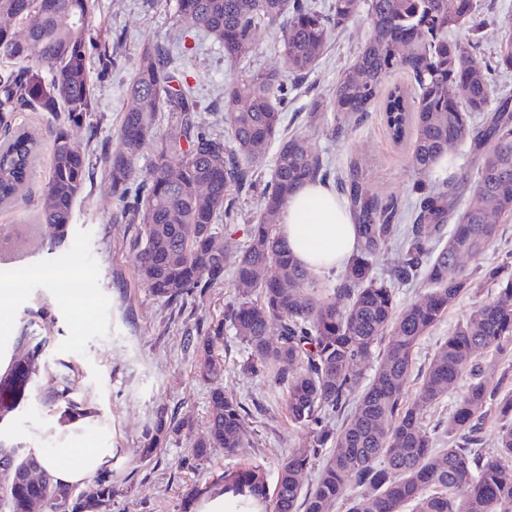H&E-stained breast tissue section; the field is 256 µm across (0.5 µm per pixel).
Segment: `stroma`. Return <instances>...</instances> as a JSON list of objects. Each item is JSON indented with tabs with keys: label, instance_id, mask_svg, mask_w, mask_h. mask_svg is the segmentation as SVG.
<instances>
[{
	"label": "stroma",
	"instance_id": "35a3bbf8",
	"mask_svg": "<svg viewBox=\"0 0 512 512\" xmlns=\"http://www.w3.org/2000/svg\"><path fill=\"white\" fill-rule=\"evenodd\" d=\"M481 28L476 60L492 64L500 43L512 37V0H478ZM368 35V22L357 18L335 36L326 54L298 89L288 96L283 112L285 132L307 135L332 171L357 164L366 187L380 196H406L415 179L409 142L395 143L380 113L370 112L335 137L329 121L310 122L313 100H324L350 66ZM160 44L200 101L199 120L210 131L224 130L223 98L228 72L224 52L206 32L181 20L175 0H97L87 39V57L94 100L89 120L72 128L71 139L84 149L90 177L78 200L70 236L64 245L51 241L49 227L39 226L40 205L51 167L53 120L50 113L25 109L13 125L36 134L41 141L27 201L18 207L0 205V262L29 268L31 277L11 284L0 272V288H13V303L0 309V354L12 353L23 328L46 337L43 369L28 400L0 425V441L17 448H118L108 476L115 494L108 512H183L184 495L193 489L218 492L220 476L251 462L264 466L275 481L278 461L307 440L286 410V389L270 374L241 370L246 355L232 331L214 344L213 355L223 371L217 383L245 405L244 434L248 446L237 458L214 450L205 460H192V444L205 436L213 383L202 379L200 356L190 344L199 326L218 321L234 295V269L226 267L223 282L184 307L166 305L141 284L134 240L140 226L117 205L110 188L105 157L122 124L125 93L141 51ZM109 48L111 67H103L100 52ZM270 168L258 171L256 188L239 194L238 216L219 240L236 250L247 237L259 203L258 187L270 178ZM466 268L481 280L479 289L463 293L447 315L419 341L414 374L407 384L415 392L418 371L424 369L450 332L475 306L495 293L483 282L485 269L512 272V216L502 218L492 246L478 258L465 259ZM88 280L90 297L74 294L77 280ZM67 305H59L60 295ZM70 379L77 397L96 406L98 419L90 428L54 430L45 399L60 378ZM173 427L158 448L145 451V435L158 417Z\"/></svg>",
	"mask_w": 512,
	"mask_h": 512
}]
</instances>
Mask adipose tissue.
<instances>
[{
	"label": "adipose tissue",
	"instance_id": "adipose-tissue-1",
	"mask_svg": "<svg viewBox=\"0 0 512 512\" xmlns=\"http://www.w3.org/2000/svg\"><path fill=\"white\" fill-rule=\"evenodd\" d=\"M280 233L294 256L316 271L343 268L357 246V228L352 212L335 190L308 183L297 190L285 206ZM56 483L74 489L90 477L111 469L116 454L112 447L31 448Z\"/></svg>",
	"mask_w": 512,
	"mask_h": 512
}]
</instances>
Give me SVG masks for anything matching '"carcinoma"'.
<instances>
[{
  "label": "carcinoma",
  "mask_w": 512,
  "mask_h": 512,
  "mask_svg": "<svg viewBox=\"0 0 512 512\" xmlns=\"http://www.w3.org/2000/svg\"><path fill=\"white\" fill-rule=\"evenodd\" d=\"M94 8V0H0V18L14 17L26 29L18 40L0 27V58L18 64L0 75V126L10 127L22 108L54 114L41 221L59 244L88 173L85 152L68 128L84 125L92 108L86 37ZM176 10L220 43L233 72L224 86V134L199 122V101L169 53L160 45L145 48L106 156L112 195L140 224V280L167 305L182 307L224 280L228 253L215 247L218 218L234 221V195L253 188L255 170L272 159L248 240L233 256L238 293L222 319L197 331L194 345L200 376L215 378L214 341L229 327L245 345L242 370L274 372L286 388L288 417L310 435L305 447L280 460L273 486L262 465L250 463L224 472V492L240 497L247 512L265 501L271 512H334L349 489L357 494L346 512H512V372L488 374L512 353V274L486 271L496 296L448 335L415 397L406 392L419 340L473 287L461 259L481 255L494 240L497 225L486 216H512V92L502 89L492 100L494 76L474 62L477 0H331L325 12L309 0H176ZM362 12L369 35L333 97L313 101L310 117L332 113L340 137L351 121L381 105L391 138L411 135L417 178L405 198L368 193L355 166L336 179L356 219L358 247L333 283L302 265L278 231L292 194L330 178L304 134H282L281 104L315 69L335 33ZM273 30L283 67L238 72L242 56ZM496 68L512 71L511 38L500 47ZM399 71L410 87L386 85ZM161 112L170 115V131L156 142ZM468 140L482 149L481 162L470 199L456 210L448 187L457 159L447 154L448 143ZM150 144L152 159L141 176L135 161ZM38 152L39 142L25 131L0 142V203L19 202ZM392 246L403 259L380 277L372 260ZM419 275L424 292L399 306L393 283ZM21 340L26 350L14 353L0 376V424L28 399L40 369L46 338L25 332ZM359 363L374 364L370 378L356 369ZM447 398L453 399L451 446L438 448L423 415ZM352 401L355 409L340 429L329 428L328 420ZM48 405L65 414L81 403L63 381ZM246 415L240 401L214 386L208 434L194 442L193 459L216 448L226 457L243 454ZM490 418L501 422L492 452L478 438ZM167 432V421L158 418L145 447H157ZM318 462V479L309 487L304 476ZM7 480L9 512H31L37 502L49 512H98L115 493L105 477L88 492L63 489L28 454Z\"/></svg>",
  "instance_id": "carcinoma-1"
}]
</instances>
